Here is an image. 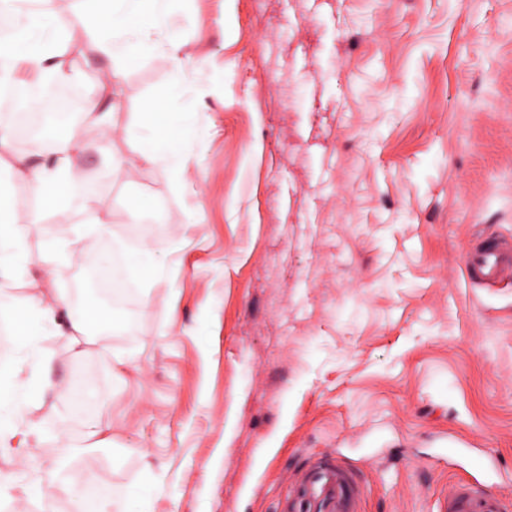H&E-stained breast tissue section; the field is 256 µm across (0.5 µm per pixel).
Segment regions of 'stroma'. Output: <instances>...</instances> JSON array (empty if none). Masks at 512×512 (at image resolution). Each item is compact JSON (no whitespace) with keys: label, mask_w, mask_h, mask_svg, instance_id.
<instances>
[{"label":"stroma","mask_w":512,"mask_h":512,"mask_svg":"<svg viewBox=\"0 0 512 512\" xmlns=\"http://www.w3.org/2000/svg\"><path fill=\"white\" fill-rule=\"evenodd\" d=\"M171 35L202 69L162 50L129 63L73 159L111 234L12 294L70 295L144 239L168 276L81 346L44 339L51 387L27 419L51 435L0 454V477H46L96 425L111 447L69 471L116 494L160 474L151 512H307L300 485L327 457L359 468L358 512H437L479 448L512 508V279L468 276L476 244L512 241V0H174L150 38ZM60 52L83 84L112 68L90 39ZM177 82L195 165L178 186L160 165L113 181L108 157L138 151L130 127ZM26 111L0 112L21 213L36 201L8 167L46 151ZM116 352L137 356L119 378Z\"/></svg>","instance_id":"35a3bbf8"}]
</instances>
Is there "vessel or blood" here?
Listing matches in <instances>:
<instances>
[{
	"label": "vessel or blood",
	"mask_w": 512,
	"mask_h": 512,
	"mask_svg": "<svg viewBox=\"0 0 512 512\" xmlns=\"http://www.w3.org/2000/svg\"><path fill=\"white\" fill-rule=\"evenodd\" d=\"M512 269V242L485 244L471 255L469 270L474 281L493 282L502 268ZM303 497L317 512H353L352 475L340 463L323 462L301 487ZM505 505L484 484L462 486L446 495L438 512H504Z\"/></svg>",
	"instance_id": "obj_1"
}]
</instances>
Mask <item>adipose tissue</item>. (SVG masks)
Instances as JSON below:
<instances>
[{
	"label": "adipose tissue",
	"mask_w": 512,
	"mask_h": 512,
	"mask_svg": "<svg viewBox=\"0 0 512 512\" xmlns=\"http://www.w3.org/2000/svg\"><path fill=\"white\" fill-rule=\"evenodd\" d=\"M38 0H0V13L13 14L14 22L0 28V102L16 104L22 101L38 105V91L48 83L66 85L74 82L75 74L59 63L60 40L56 23L45 11L36 7ZM171 0H99L100 7L92 24L83 30L68 32L67 37L77 40L91 37L100 52L115 60L110 75L85 89L83 94L82 121H52L45 124L41 139L49 147L39 162L18 157L11 168V175L22 182L39 206L25 215L0 213V319L7 320L15 335L20 338L13 366L0 368V453L27 447L30 440L47 436L44 428L25 424L28 395L47 390V382L34 380L28 387H21L15 380L17 368L22 366L39 369L45 366L42 354L43 337L57 336L68 331L83 332L86 327L99 324L98 316L87 313L80 319L68 316L69 301L56 296L45 302L31 297L22 308L16 307L9 293L19 280L30 274L32 263L49 268L57 264L77 242L74 229L46 239L38 257H31L25 247L29 225L39 223L49 212L80 209L88 218L92 232L105 235L110 231L107 217L97 197L84 191L71 174L72 158L79 150L84 136L106 126L109 113L104 112L106 94L118 88L124 78L121 62L148 55L157 50V43L148 37L150 29L162 26L170 12ZM170 114L167 100H159L151 108L144 125L143 145L136 157L115 158L111 161L112 176L117 180L131 178L144 166L163 165L175 180H182L190 161L188 152L166 147L169 135ZM161 249L153 241L145 240L122 260V273L126 281L150 285L163 279L166 266L160 256ZM89 443L60 449L53 480L58 487L76 492L83 501L94 505L96 512H147L156 489L154 482H147L136 499L114 498L100 486L82 483L67 471L68 461L77 455L102 448L103 431L91 429Z\"/></svg>",
	"instance_id": "obj_1"
}]
</instances>
